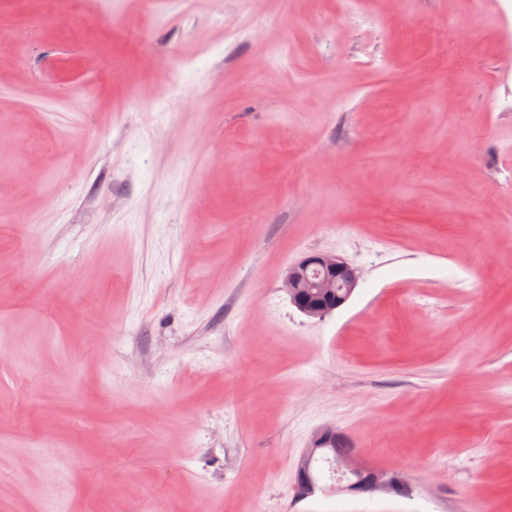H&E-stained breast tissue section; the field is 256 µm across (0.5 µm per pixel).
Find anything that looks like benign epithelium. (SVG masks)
Here are the masks:
<instances>
[{
    "label": "benign epithelium",
    "mask_w": 512,
    "mask_h": 512,
    "mask_svg": "<svg viewBox=\"0 0 512 512\" xmlns=\"http://www.w3.org/2000/svg\"><path fill=\"white\" fill-rule=\"evenodd\" d=\"M358 273L347 261L335 255L312 253L288 267L284 287L291 303L302 314L322 318L343 306L352 296ZM343 451L334 456L336 472L345 481L342 488L355 494L396 492L405 483L393 473L377 471L361 462L349 439L332 426L319 430L304 449L298 466L294 493L300 500L323 490L318 474L321 459L329 456L328 447Z\"/></svg>",
    "instance_id": "obj_1"
}]
</instances>
